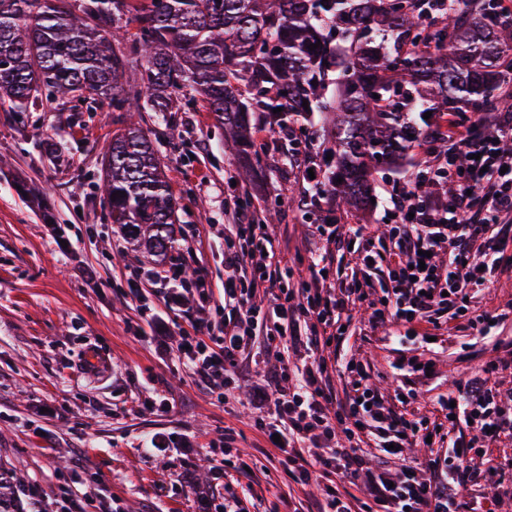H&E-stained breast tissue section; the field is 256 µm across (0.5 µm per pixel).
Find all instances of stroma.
Here are the masks:
<instances>
[{"label":"stroma","mask_w":512,"mask_h":512,"mask_svg":"<svg viewBox=\"0 0 512 512\" xmlns=\"http://www.w3.org/2000/svg\"><path fill=\"white\" fill-rule=\"evenodd\" d=\"M128 118L106 99L79 107L45 100L24 113L0 104V468L17 486L37 485L48 502L80 490L88 512H198V495L221 464L212 451L223 448L231 429L242 458L268 470L245 486L242 512H274L288 498L297 512H317L320 486L289 480L254 427L251 387L264 367L250 366L229 399L218 400L179 359L174 325L201 314L224 317V208L234 194L248 193L259 209L277 206L270 230L294 283L311 276L316 225L330 218L382 231L391 187L403 183L424 154L413 149L400 171L378 174L373 207L329 215L305 202L309 185L287 154V140L270 137L256 177L234 185L228 178L236 172V150L197 103L144 113L179 202L176 247L196 251L181 277L205 276L212 293L204 313L190 296L175 313L146 282L140 300L132 299L129 273L155 263L137 256L109 223L95 188L109 140ZM196 224L201 236L194 239ZM472 304L497 315L485 331L451 320L435 343L402 347L389 343L391 327L370 328L367 314L354 311L348 336L325 355L361 359L387 395L397 386L393 362L432 360L436 376L413 386L415 409L428 413L477 370L495 343L512 340L511 273L496 276ZM89 349L107 367L88 366ZM140 397L155 403L137 406ZM155 436L169 439L166 451L147 452Z\"/></svg>","instance_id":"1"}]
</instances>
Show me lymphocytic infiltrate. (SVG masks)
<instances>
[{"mask_svg": "<svg viewBox=\"0 0 512 512\" xmlns=\"http://www.w3.org/2000/svg\"><path fill=\"white\" fill-rule=\"evenodd\" d=\"M512 92H503L474 120L428 130L425 160L390 192L391 226L377 249L363 224L340 232L320 224L325 243L351 245L360 270L340 288L322 287L325 255L312 256V278L285 283L275 239L250 204L236 200L235 235L224 240V318L180 328L184 365L218 398H228L242 359L270 366L253 392L254 421L276 438L283 471L295 484L326 479L318 512H492L479 489L512 471V344L497 347L454 398H441L429 417L410 413L408 401L386 404L360 363L347 362L350 390L338 400L321 348L350 326L363 306L371 326L414 324L422 338L440 330L433 312L468 309L495 274L512 270L503 249L512 233ZM449 182L450 198L427 193ZM386 264L389 288L368 282L373 261ZM473 435L452 442L447 458L407 460L405 448L441 441L459 425ZM363 487L366 498L343 495L342 484Z\"/></svg>", "mask_w": 512, "mask_h": 512, "instance_id": "f902f5d3", "label": "lymphocytic infiltrate"}]
</instances>
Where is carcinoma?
I'll return each instance as SVG.
<instances>
[{
    "mask_svg": "<svg viewBox=\"0 0 512 512\" xmlns=\"http://www.w3.org/2000/svg\"><path fill=\"white\" fill-rule=\"evenodd\" d=\"M471 2L445 12L432 0H0V100L93 95L117 112H167L188 97L224 130L246 180L266 150L256 113L286 126L325 111L324 193L361 210L374 174L422 142L424 113L461 117L512 72V23ZM135 55L146 66L125 86ZM100 180L111 223L145 256L166 257L179 206L139 123L112 134Z\"/></svg>",
    "mask_w": 512,
    "mask_h": 512,
    "instance_id": "1",
    "label": "carcinoma"
}]
</instances>
